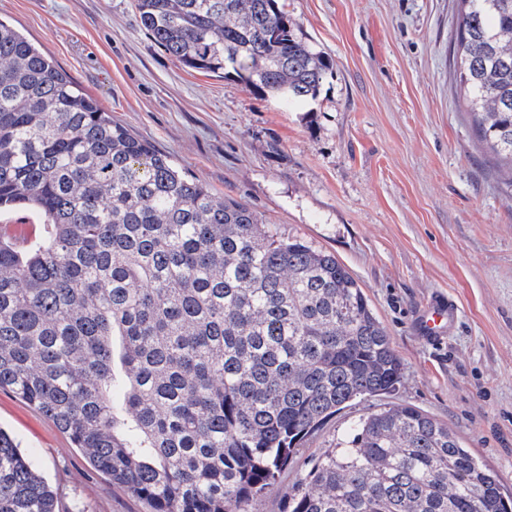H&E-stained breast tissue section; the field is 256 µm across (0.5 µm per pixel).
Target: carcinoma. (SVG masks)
<instances>
[{"label":"carcinoma","mask_w":512,"mask_h":512,"mask_svg":"<svg viewBox=\"0 0 512 512\" xmlns=\"http://www.w3.org/2000/svg\"><path fill=\"white\" fill-rule=\"evenodd\" d=\"M459 84L512 170V0H461ZM180 65L230 67L279 102L316 95L328 59L278 0H136ZM44 238H0V388L51 417L151 512H250L306 439L402 363L329 251L274 235L112 121L0 21V210ZM287 512H512L501 477L448 425L385 404L286 496ZM0 512L55 495L0 429ZM19 216H26L32 224H37L40 227L37 237L39 236L38 239L41 237L43 224H40L41 218L36 213L3 210L0 213V237L9 239L18 249H26L34 239L33 227L30 224H26V222L9 224L14 222Z\"/></svg>","instance_id":"1"}]
</instances>
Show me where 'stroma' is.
<instances>
[{
    "instance_id": "stroma-1",
    "label": "stroma",
    "mask_w": 512,
    "mask_h": 512,
    "mask_svg": "<svg viewBox=\"0 0 512 512\" xmlns=\"http://www.w3.org/2000/svg\"><path fill=\"white\" fill-rule=\"evenodd\" d=\"M279 5L330 62L316 100L279 106L235 75L183 67L140 26L134 0H0V19L185 176L246 203L274 232L334 253L402 362L384 403L448 424L512 492V183L462 102L459 0ZM435 297L461 311L438 343L415 330ZM372 406L337 412L251 512H283L309 460ZM0 427L47 479L57 512H150L6 388Z\"/></svg>"
}]
</instances>
